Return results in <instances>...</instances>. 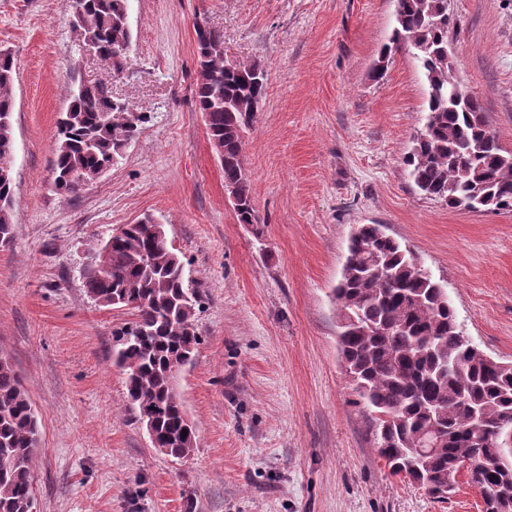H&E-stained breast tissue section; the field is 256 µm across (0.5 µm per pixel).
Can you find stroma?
I'll use <instances>...</instances> for the list:
<instances>
[{
  "instance_id": "obj_1",
  "label": "stroma",
  "mask_w": 512,
  "mask_h": 512,
  "mask_svg": "<svg viewBox=\"0 0 512 512\" xmlns=\"http://www.w3.org/2000/svg\"><path fill=\"white\" fill-rule=\"evenodd\" d=\"M395 0H129L120 75L83 52L72 0H0V50L14 62L13 242L0 248V351L40 428L37 512H481L392 474L371 414L344 373L333 290L361 224L421 258L465 336L512 364V212L452 209L425 196L404 158L426 122L419 61L373 68ZM454 72L512 151V0H448ZM224 60L255 64L267 93L244 133L259 223L241 224L196 112L197 24ZM101 84L145 115L123 159L80 194L55 193L57 124L71 90ZM165 225L200 297L201 337L176 388L197 450L151 447L112 364L131 310L83 287L99 238L144 215Z\"/></svg>"
}]
</instances>
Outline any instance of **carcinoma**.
<instances>
[{
  "mask_svg": "<svg viewBox=\"0 0 512 512\" xmlns=\"http://www.w3.org/2000/svg\"><path fill=\"white\" fill-rule=\"evenodd\" d=\"M129 0H73L77 23L99 45V60L116 75L128 64ZM448 0H398L396 26L374 67L381 77L396 52L425 48L419 58L428 83L426 123L405 163L423 194L448 207L512 210V153L486 131L478 98L455 95ZM199 70L194 89L213 149L224 152V185L239 193L241 224H258L251 180L243 163V134L266 95L259 66L224 63V36L197 26ZM13 61L0 52V246L12 241ZM143 116L101 85H79L58 126L54 188L76 195L91 175L122 159ZM84 275L86 293L106 308H128L133 321L115 331L114 364L125 376L136 417H154L166 456L184 460L197 449L195 428L174 385L173 366L194 361L196 292L185 287L184 264L152 216L98 240ZM344 354L355 390L371 409L378 454L395 475L435 482L469 458L473 480L491 494V512L512 510V426L482 448L475 438L512 421V366L485 358L459 329L446 289L425 275L421 261L382 231L361 224L351 237L334 290ZM187 436H181V433ZM40 438L31 399L9 357L0 352V512H36L31 464Z\"/></svg>",
  "mask_w": 512,
  "mask_h": 512,
  "instance_id": "1",
  "label": "carcinoma"
}]
</instances>
